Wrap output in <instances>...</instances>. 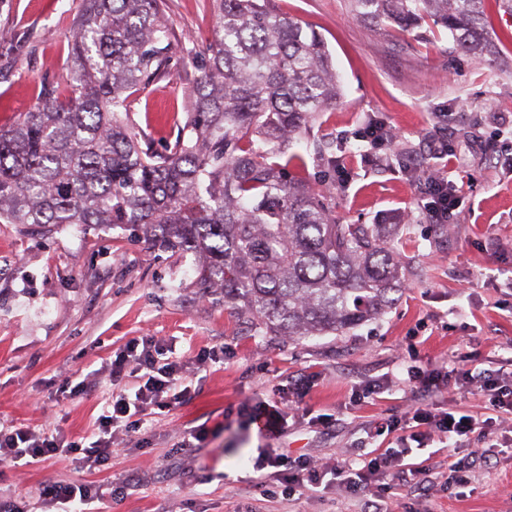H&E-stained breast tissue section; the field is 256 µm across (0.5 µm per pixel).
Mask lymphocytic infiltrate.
Listing matches in <instances>:
<instances>
[{
  "instance_id": "lymphocytic-infiltrate-1",
  "label": "lymphocytic infiltrate",
  "mask_w": 512,
  "mask_h": 512,
  "mask_svg": "<svg viewBox=\"0 0 512 512\" xmlns=\"http://www.w3.org/2000/svg\"><path fill=\"white\" fill-rule=\"evenodd\" d=\"M107 369L112 381V396L98 419L94 440L81 449L80 461L89 470L107 465L113 447L118 446L122 438L138 432V415L154 407H177L183 404L188 395L187 390L181 387L186 369L184 362L170 356L164 342L154 336H141L128 341L108 362ZM407 375L418 394L411 417L414 424L411 437L414 441L425 442L435 433L450 438L484 432V424L474 416L435 409L437 394L452 383L460 388L466 387L471 382L468 375H458L452 381L445 371L418 367L410 368ZM74 450H77L75 443H63L53 431L35 432L0 424L1 462L15 463L26 458L37 462ZM269 468L274 469L278 482L288 495L308 486L319 493L332 488L356 493L387 478L403 481L415 477L422 481L427 475L426 470L407 466L403 455L398 452L379 454L358 469L339 467L311 456L290 461L281 455L266 452L255 463L258 485H265V471ZM43 494L46 503L59 505L60 512H91L90 506L96 498L92 485L88 483H58L44 489Z\"/></svg>"
}]
</instances>
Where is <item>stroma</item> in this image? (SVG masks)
<instances>
[{"instance_id":"obj_1","label":"stroma","mask_w":512,"mask_h":512,"mask_svg":"<svg viewBox=\"0 0 512 512\" xmlns=\"http://www.w3.org/2000/svg\"><path fill=\"white\" fill-rule=\"evenodd\" d=\"M83 0H0V31L23 37L22 50L0 44V126L29 111L44 82L67 75V34ZM176 38L171 71L130 99L129 121L161 149L184 122L193 68L186 46L205 43L214 18L207 0H167ZM320 33L341 77L343 98L319 113L296 149L315 190L330 186L343 224H382L412 270L397 302L380 318L341 336L299 341L256 335L224 303L202 296L198 261L165 251L119 228L66 224L41 236L0 224V423L57 429L85 446L112 383L105 364L132 338L164 340L189 364L188 399L153 410L109 463L85 470L75 454L23 466L0 462V502L24 498L41 512L40 491L56 483L99 487V512H361L363 497L341 490L283 496L255 485L254 463L275 449L362 466L385 451L430 470L419 492L391 481L384 492L402 512H512V416L490 406L478 383L512 373V16L487 0L497 65L456 50L426 22L402 34L354 21L348 0H274ZM385 122L392 153L368 162L360 130ZM449 159L437 158L438 149ZM463 181L446 224L424 213L430 177ZM223 351L194 366L197 354ZM448 368L475 378L451 409L478 415L488 436L460 446H418L407 424L414 395L409 367ZM88 376L91 391L59 396L68 375ZM305 380L300 409L329 417L312 427L286 411L278 433L249 421L252 408L278 401L281 386ZM389 383L356 403L353 390ZM205 426L202 441L183 446Z\"/></svg>"}]
</instances>
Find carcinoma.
I'll use <instances>...</instances> for the list:
<instances>
[{
    "mask_svg": "<svg viewBox=\"0 0 512 512\" xmlns=\"http://www.w3.org/2000/svg\"><path fill=\"white\" fill-rule=\"evenodd\" d=\"M484 0H350L360 22L402 33L426 20L492 65ZM211 41L194 68L179 139L157 152L127 122V100L168 73L167 0H83L70 28L71 78L47 83L0 127V223L49 234L122 227L199 254L198 284L259 336H341L384 314L405 282L388 224H339L288 153L341 85L323 38L269 0H209Z\"/></svg>",
    "mask_w": 512,
    "mask_h": 512,
    "instance_id": "carcinoma-1",
    "label": "carcinoma"
}]
</instances>
